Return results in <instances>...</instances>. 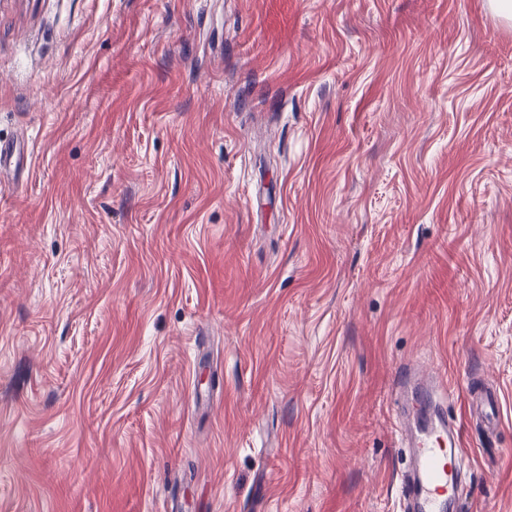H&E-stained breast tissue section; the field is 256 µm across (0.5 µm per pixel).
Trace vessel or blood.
<instances>
[{
	"mask_svg": "<svg viewBox=\"0 0 512 512\" xmlns=\"http://www.w3.org/2000/svg\"><path fill=\"white\" fill-rule=\"evenodd\" d=\"M421 415L408 418L396 412L398 441L405 464L399 498L406 512H460L462 492L457 458L463 451V432L448 412L458 400L445 374L416 380L403 375Z\"/></svg>",
	"mask_w": 512,
	"mask_h": 512,
	"instance_id": "1",
	"label": "vessel or blood"
}]
</instances>
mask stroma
I'll return each instance as SVG.
<instances>
[{
    "label": "stroma",
    "mask_w": 512,
    "mask_h": 512,
    "mask_svg": "<svg viewBox=\"0 0 512 512\" xmlns=\"http://www.w3.org/2000/svg\"><path fill=\"white\" fill-rule=\"evenodd\" d=\"M0 141V512H399L430 361L512 512L490 0H0Z\"/></svg>",
    "instance_id": "35a3bbf8"
}]
</instances>
